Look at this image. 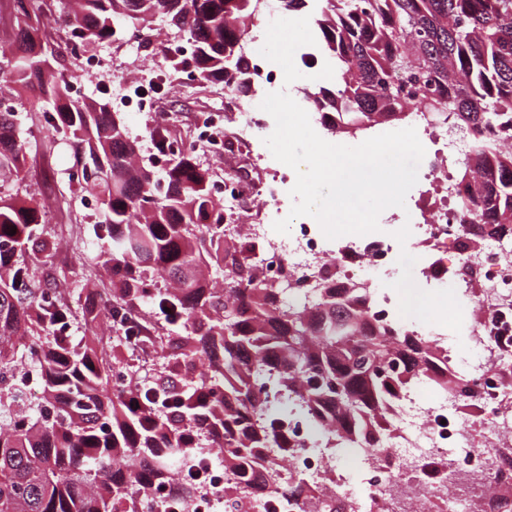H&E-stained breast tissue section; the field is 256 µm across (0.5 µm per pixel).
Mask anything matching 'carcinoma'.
<instances>
[{"label": "carcinoma", "instance_id": "carcinoma-1", "mask_svg": "<svg viewBox=\"0 0 512 512\" xmlns=\"http://www.w3.org/2000/svg\"><path fill=\"white\" fill-rule=\"evenodd\" d=\"M24 16L11 44L0 48V78L15 94L0 96V183L26 176L27 141L17 116L18 92L41 103L48 146L71 139L78 161L68 181L92 197L103 220L96 239L111 244L108 315L141 303L168 302L184 333L157 348L170 374L183 382L173 413L161 417L157 393L143 390L144 408L125 407L139 384L124 365L123 386H112L117 352L74 342L67 334L71 306L30 288L28 263L16 259L54 249L43 236V205L0 193V382L18 367L36 370L40 401L22 407V391L0 387V512H126L139 488L169 482L168 461L190 424L224 454V495L255 486L271 489L281 506L306 496L304 477L285 472L295 448L288 416L270 412L267 385L288 394L317 428L330 421L331 448H360L386 434L400 398L419 380L457 389L436 344L408 325L366 323L367 288L352 282L328 291L313 309L263 283L251 254L263 247L231 223L213 195L214 172L182 147L161 179L136 150L113 139L116 122L106 102L70 99L50 78L41 15L29 0H13ZM316 24L323 50L340 77L313 103L336 112L332 128L352 137L377 124L424 112L466 132L471 150L455 163L457 181L474 196L458 200L483 220L463 247L477 251L489 237H512V0H323ZM69 32L85 45L125 29H149L156 18L183 33L191 55L174 71L196 80H238L240 61L225 47L247 33L254 0H57ZM415 89V102L406 87ZM15 234H10L11 229ZM213 261L224 287L200 276Z\"/></svg>", "mask_w": 512, "mask_h": 512}]
</instances>
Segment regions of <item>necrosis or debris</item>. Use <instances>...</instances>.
I'll return each mask as SVG.
<instances>
[{
	"instance_id": "1",
	"label": "necrosis or debris",
	"mask_w": 512,
	"mask_h": 512,
	"mask_svg": "<svg viewBox=\"0 0 512 512\" xmlns=\"http://www.w3.org/2000/svg\"><path fill=\"white\" fill-rule=\"evenodd\" d=\"M264 41V31L251 36L242 83H226L223 114L204 117L197 129L200 149L213 158L252 144L268 127L267 112L254 95L241 91L277 78L259 53ZM415 129L425 148L427 173L447 184L448 199L422 212L399 235L374 232L330 240L317 222L304 221L277 238L269 214L246 231L264 243L255 258L267 283L310 303L328 285L346 287L361 273L390 276L398 240L429 248L422 267L425 284L451 283L478 309L473 334L482 356L465 364L470 389L434 396L422 382L404 394L380 450L360 448L350 459L352 469L365 475L366 489L332 469L311 424L298 415L288 420V432L299 447L286 465L318 480L320 500L335 503L338 512H512V506L487 491L490 484L512 481L506 463L512 456V379L501 370L512 361V238L488 241L468 262L445 258L474 222L455 205L466 190L452 182L450 172L469 152L470 142L456 130L434 129L422 119ZM214 192L225 205L242 211L279 195L277 186L230 178L216 180Z\"/></svg>"
}]
</instances>
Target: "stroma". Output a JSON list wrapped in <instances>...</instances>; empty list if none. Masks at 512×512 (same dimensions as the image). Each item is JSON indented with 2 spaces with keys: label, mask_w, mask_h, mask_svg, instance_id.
<instances>
[{
  "label": "stroma",
  "mask_w": 512,
  "mask_h": 512,
  "mask_svg": "<svg viewBox=\"0 0 512 512\" xmlns=\"http://www.w3.org/2000/svg\"><path fill=\"white\" fill-rule=\"evenodd\" d=\"M180 35L166 22H156L152 29L142 31L138 43L127 42L124 36L89 48V55L102 60V68L89 71L68 52L64 28H57L52 40L58 54L53 64L55 71L64 74L73 86L83 89L87 98L114 99L116 90L130 92L136 85H152L160 108L154 114L118 109L117 116L129 132L142 157L153 151L151 132L158 124H166L170 136L183 145H191L196 136L194 120L203 112H219L224 108V85L219 81L182 82L174 79L171 58L165 44L179 40ZM22 132L31 142L28 174L25 182L14 189L15 194L32 192L44 202L46 228L57 247L50 257L30 260L29 267L35 285L46 288L63 283L66 299L73 309L68 333L81 340L87 330L83 321L86 301L79 292L91 284L102 289L106 274L102 268V242L92 237L88 228L96 220V211L85 207L80 191L68 182V171L73 163L71 147L58 142L54 150L46 152L38 146L43 134V118L35 100H26L19 109ZM420 248L400 242L395 258L392 279H379L375 289L393 285L395 289L410 287L413 301L402 304V315L421 322L441 333L457 357L477 358L473 347L470 306L461 301L452 288H430L421 280Z\"/></svg>",
  "instance_id": "stroma-1"
}]
</instances>
